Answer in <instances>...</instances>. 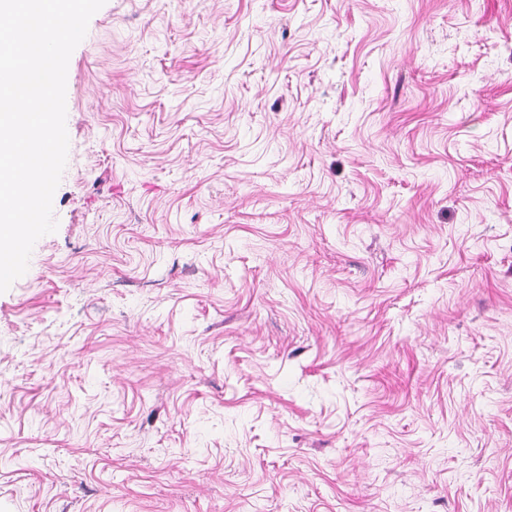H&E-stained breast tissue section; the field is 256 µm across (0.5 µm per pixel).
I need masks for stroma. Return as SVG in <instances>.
Listing matches in <instances>:
<instances>
[{
    "label": "stroma",
    "mask_w": 512,
    "mask_h": 512,
    "mask_svg": "<svg viewBox=\"0 0 512 512\" xmlns=\"http://www.w3.org/2000/svg\"><path fill=\"white\" fill-rule=\"evenodd\" d=\"M0 293V512H512V0H106Z\"/></svg>",
    "instance_id": "35a3bbf8"
}]
</instances>
